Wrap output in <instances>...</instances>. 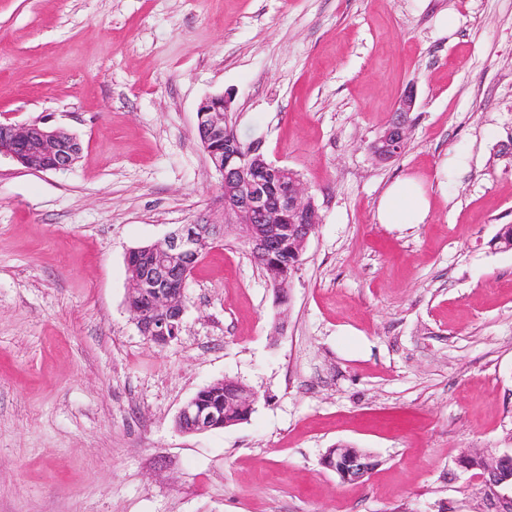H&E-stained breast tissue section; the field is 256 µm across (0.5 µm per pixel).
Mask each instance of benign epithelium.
<instances>
[{
    "mask_svg": "<svg viewBox=\"0 0 512 512\" xmlns=\"http://www.w3.org/2000/svg\"><path fill=\"white\" fill-rule=\"evenodd\" d=\"M415 106V96L409 91L399 100L394 117L387 128L371 145L375 157L387 161L398 156L410 131L409 114ZM229 101L222 95L207 97L199 104L197 125L204 129L203 147L214 170L221 177L224 189L222 222L207 219L182 225L170 232L157 247L169 253L201 255L200 245L211 237H220L234 228L244 234L252 251L269 260L279 250L278 231L288 225V235L308 242L320 223L318 209L312 196L303 187L299 175L271 162L258 163L260 150L243 153L234 148L233 137L225 134L224 114ZM0 158L8 157L36 172L71 168L82 152L80 140L64 129L34 122L18 125L0 122ZM140 252L128 253L127 265L134 280L150 284L148 297L150 317L132 310L135 325L146 340L164 346L177 337L185 313L184 279L173 266H163L151 260L138 263L132 260ZM290 275L284 269L270 282L275 303L285 304L284 287ZM176 421L185 433H204L224 427V414L208 408L204 391L197 392L179 410ZM465 470L478 468L481 492L485 503L483 512H512V452H504L477 465L461 458ZM372 456L357 448L342 446L326 458L323 467L336 473L344 482H359L374 468Z\"/></svg>",
    "mask_w": 512,
    "mask_h": 512,
    "instance_id": "obj_1",
    "label": "benign epithelium"
}]
</instances>
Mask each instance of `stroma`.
Masks as SVG:
<instances>
[{
    "label": "stroma",
    "mask_w": 512,
    "mask_h": 512,
    "mask_svg": "<svg viewBox=\"0 0 512 512\" xmlns=\"http://www.w3.org/2000/svg\"><path fill=\"white\" fill-rule=\"evenodd\" d=\"M218 94L321 222L282 308L227 232L158 347L126 258L218 211ZM0 119L83 144L64 171L0 160V512H481L456 460L512 449V0H0ZM404 175L429 218L378 223ZM222 379L247 420L178 431ZM340 444L364 481L322 466ZM415 106V96L408 91L399 100L394 117L387 128L371 145L376 158L387 161L397 157L403 150L410 131L409 114ZM333 452V448H328L325 455L331 456L326 458L322 465L325 469L335 472L344 482L364 480L375 466L372 456L357 448L341 446L336 448L334 454Z\"/></svg>",
    "instance_id": "stroma-1"
}]
</instances>
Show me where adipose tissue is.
<instances>
[{"instance_id": "obj_1", "label": "adipose tissue", "mask_w": 512, "mask_h": 512, "mask_svg": "<svg viewBox=\"0 0 512 512\" xmlns=\"http://www.w3.org/2000/svg\"><path fill=\"white\" fill-rule=\"evenodd\" d=\"M431 212V200L424 182L417 177H400L381 195L376 218L382 224H421Z\"/></svg>"}]
</instances>
